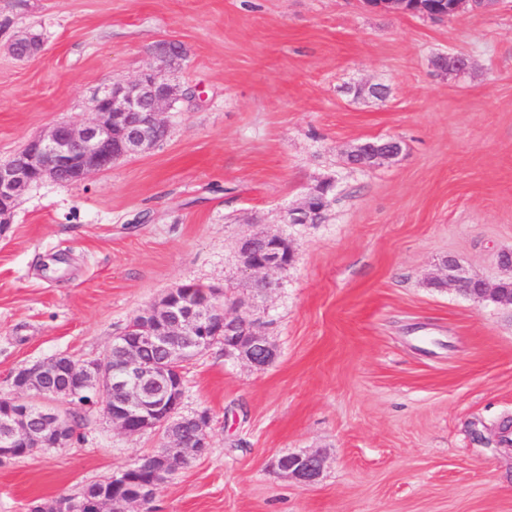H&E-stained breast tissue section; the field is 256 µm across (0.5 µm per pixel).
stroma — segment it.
Listing matches in <instances>:
<instances>
[{
    "mask_svg": "<svg viewBox=\"0 0 512 512\" xmlns=\"http://www.w3.org/2000/svg\"><path fill=\"white\" fill-rule=\"evenodd\" d=\"M25 32L42 48L20 59ZM163 40L187 50L166 138L33 185L0 234V399L24 366L103 358L173 286H214L277 357L256 369L218 341L186 364L180 413L208 412L209 450L126 512H512V306L435 285L451 258L497 284L512 252V0L441 22L363 0H0V161L91 119ZM454 53L465 73L434 71ZM390 138L395 160L347 164ZM328 180L321 223H286ZM262 232L295 255L267 289L239 251ZM80 415L68 446L0 459V512L80 496L162 443ZM315 450V484L274 466Z\"/></svg>",
    "mask_w": 512,
    "mask_h": 512,
    "instance_id": "obj_1",
    "label": "stroma"
}]
</instances>
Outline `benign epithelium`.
Here are the masks:
<instances>
[{"instance_id":"7a95c632","label":"benign epithelium","mask_w":512,"mask_h":512,"mask_svg":"<svg viewBox=\"0 0 512 512\" xmlns=\"http://www.w3.org/2000/svg\"><path fill=\"white\" fill-rule=\"evenodd\" d=\"M408 0H370L368 5L390 14L406 15ZM478 9V0H450L448 18ZM158 62L129 81L112 83L109 92L92 99L93 118L83 123H57L33 137L12 158L0 162V231L11 223L16 201L32 185L44 180L77 183L109 168L116 160L154 149L167 135L163 112L180 99L166 71L185 60V48L175 41H162L153 48ZM402 153L401 142L388 139L377 147L376 162L390 161ZM328 207L326 196L313 189L303 202L288 211L292 224H317ZM244 268L257 277V284L270 285V275L285 268L294 253H283L279 237L256 234L241 243ZM448 286L483 301L495 288L467 275L459 263L454 274L445 277ZM201 296L184 283L171 288L163 299L144 309L115 340L104 358L76 360L60 355L25 366L14 377L18 396L15 410L0 411V456H11V448L22 442L33 451L64 446L60 437L66 413L59 409V390L54 382L63 376L80 381L90 377V392L67 391L78 405L92 407L104 402L112 425L127 435L148 430L163 432L161 448L138 458L131 466L111 477L112 487L124 486L129 475L145 463L166 468L191 456L197 448L209 447V416L201 412L191 418L197 425L194 436H175L171 429L183 420L178 415L183 396L182 369L212 343L224 341V354L261 369L277 357L275 345L261 332L258 321L226 307L218 288L203 287ZM163 350L164 359L146 364L138 348ZM286 478L304 485L316 482L324 458L318 452L285 454L274 462Z\"/></svg>"}]
</instances>
